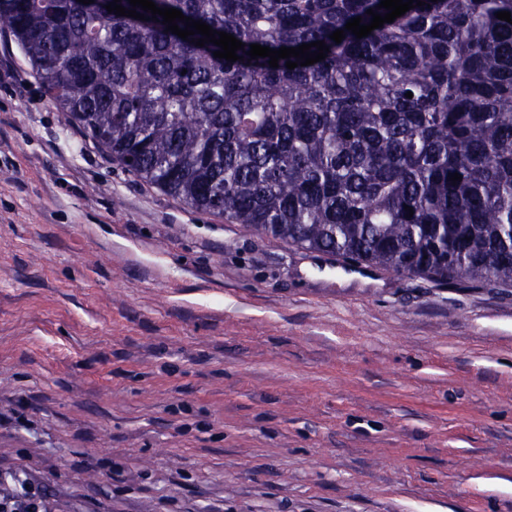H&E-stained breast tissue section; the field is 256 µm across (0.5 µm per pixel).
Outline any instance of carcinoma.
<instances>
[{
	"instance_id": "obj_1",
	"label": "carcinoma",
	"mask_w": 512,
	"mask_h": 512,
	"mask_svg": "<svg viewBox=\"0 0 512 512\" xmlns=\"http://www.w3.org/2000/svg\"><path fill=\"white\" fill-rule=\"evenodd\" d=\"M110 2L0 0V28L112 160L306 251L512 286V0H425L361 39L345 25L380 0H153L244 43L235 62ZM315 41L294 69L246 55Z\"/></svg>"
}]
</instances>
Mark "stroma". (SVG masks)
<instances>
[{
    "label": "stroma",
    "instance_id": "obj_1",
    "mask_svg": "<svg viewBox=\"0 0 512 512\" xmlns=\"http://www.w3.org/2000/svg\"><path fill=\"white\" fill-rule=\"evenodd\" d=\"M0 56V463L60 512H512V287L193 209Z\"/></svg>",
    "mask_w": 512,
    "mask_h": 512
}]
</instances>
